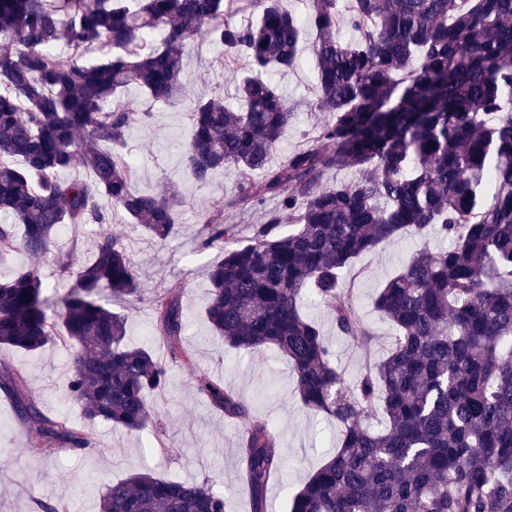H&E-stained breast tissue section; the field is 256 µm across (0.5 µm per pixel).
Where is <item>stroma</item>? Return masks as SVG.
I'll use <instances>...</instances> for the list:
<instances>
[{
  "mask_svg": "<svg viewBox=\"0 0 512 512\" xmlns=\"http://www.w3.org/2000/svg\"><path fill=\"white\" fill-rule=\"evenodd\" d=\"M185 52L190 58L184 74L186 92L175 104L160 105L139 89H128L129 99L148 118L129 129L124 147L128 160L137 168L134 190L159 192L171 184L179 188L183 204L176 234L167 241H156L139 225L127 223L107 198L102 199L101 206L109 215L108 224H85L76 229L65 225L58 234L59 246L73 251L78 266L91 260L93 244L105 232L129 251L142 288L132 301L111 305L126 318L128 344L164 358L156 340L152 299L160 293L180 295L185 320L183 344L189 356L186 361L170 364L169 388L152 401L171 449L159 453L154 428L130 434L99 423L93 427L95 442L91 447L73 452L45 445L35 451L29 433L16 423L10 403L0 399V512H36V501L59 498L70 500L72 512H99L105 486L146 470L164 480L206 483L214 492L230 496L232 512H252L249 493L238 478V438L243 423L225 419L201 397L196 377L202 372L239 394L251 415L269 420L285 455L289 486L300 487L339 443V424L298 401L295 377L286 359L271 349L250 354L225 346L205 317L208 283L203 271L224 256L220 245L205 244V221L214 218L237 225L238 237L244 242L252 225L262 223L265 209L274 208L275 203L270 200L262 207L227 211L224 201L236 187L233 174L220 170L199 183L187 173L176 136L188 132L195 101L217 93L233 105L238 99L233 82L224 75V51L219 45L207 40L193 42ZM280 85L289 104L297 106L298 118L273 152L277 162L304 147L324 119L310 108L314 72L309 63H301L281 79ZM424 245L438 250L445 242L436 237L425 242L399 238L362 255L343 274L341 286L371 328V340L337 335L326 308L304 300L305 312L332 342L346 381H355L367 363L388 353L392 329L375 311L373 300L387 277ZM5 369L27 381L45 412L75 414L66 394L68 346L53 343L24 353L0 345V371Z\"/></svg>",
  "mask_w": 512,
  "mask_h": 512,
  "instance_id": "stroma-1",
  "label": "stroma"
}]
</instances>
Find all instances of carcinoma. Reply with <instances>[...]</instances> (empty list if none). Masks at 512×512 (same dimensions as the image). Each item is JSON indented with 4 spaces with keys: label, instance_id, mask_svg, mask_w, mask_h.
Segmentation results:
<instances>
[{
    "label": "carcinoma",
    "instance_id": "1",
    "mask_svg": "<svg viewBox=\"0 0 512 512\" xmlns=\"http://www.w3.org/2000/svg\"><path fill=\"white\" fill-rule=\"evenodd\" d=\"M351 27L355 38L336 37ZM224 47L237 94L200 98L184 145L188 174L206 182L231 170L226 210L278 201L249 241L207 221L206 243L224 257L206 270V317L224 344L278 350L292 365L300 403L340 421L336 453L290 497V512H512V0H309L296 14L283 0H0V261L57 249L64 224H106L104 196L150 236L175 234L176 186L130 189L136 168L120 152L148 116L125 90L172 104L183 94L185 46ZM65 43L68 52L56 51ZM315 72L314 109L327 119L308 145L279 164L276 144L295 121L277 76L294 69L304 43ZM100 52L98 62L76 57ZM81 167L89 177L66 180ZM350 169V181L322 182ZM451 241L423 250L389 277L375 309L396 332L390 353L348 384L329 339L305 315L308 294L340 336L371 332L342 274L364 253L405 236ZM60 312L47 308L35 263L0 282V344L32 352L71 347L68 395L83 423L50 416L25 380L0 371V395L34 447L75 451L88 425L130 432L163 426L151 409L168 368L125 342L124 318L103 292H139L135 264L100 235ZM158 340L170 361L187 356L179 296L153 299ZM200 394L229 419L247 421L238 455L253 512L284 479L268 420L206 373ZM380 411L384 428L360 419ZM100 512H229L228 497L197 483L138 473L112 484Z\"/></svg>",
    "mask_w": 512,
    "mask_h": 512
}]
</instances>
